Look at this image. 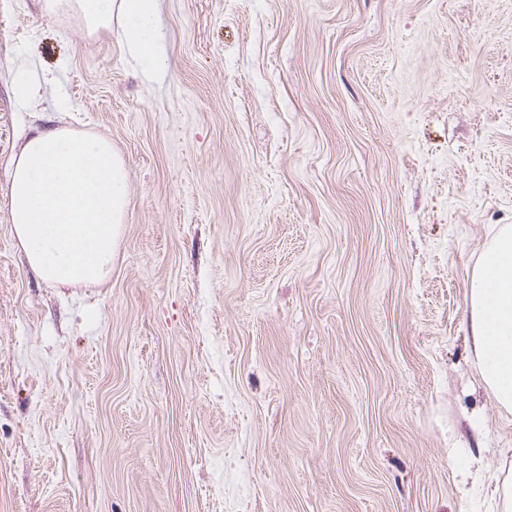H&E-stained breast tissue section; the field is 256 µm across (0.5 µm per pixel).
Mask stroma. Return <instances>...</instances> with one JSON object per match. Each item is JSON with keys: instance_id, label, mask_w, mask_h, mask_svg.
<instances>
[{"instance_id": "1", "label": "stroma", "mask_w": 512, "mask_h": 512, "mask_svg": "<svg viewBox=\"0 0 512 512\" xmlns=\"http://www.w3.org/2000/svg\"><path fill=\"white\" fill-rule=\"evenodd\" d=\"M158 31L148 79L0 0V512H497L512 420L466 302L512 225V0H159ZM29 62L57 75L34 104ZM49 121L125 159L106 285L11 236ZM52 81L53 78L43 77V79L39 80L38 77L32 79L22 76L16 81V94L25 102L36 100L41 97L44 87Z\"/></svg>"}]
</instances>
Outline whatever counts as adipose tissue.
I'll return each instance as SVG.
<instances>
[{
	"label": "adipose tissue",
	"mask_w": 512,
	"mask_h": 512,
	"mask_svg": "<svg viewBox=\"0 0 512 512\" xmlns=\"http://www.w3.org/2000/svg\"><path fill=\"white\" fill-rule=\"evenodd\" d=\"M45 15L68 9L88 32L116 30L142 72L164 63L159 0H40ZM128 205L126 165L110 140L66 126L33 129L12 161V236L43 281L104 283L121 243ZM467 327L478 374L512 415V225H501L474 268Z\"/></svg>",
	"instance_id": "adipose-tissue-1"
}]
</instances>
